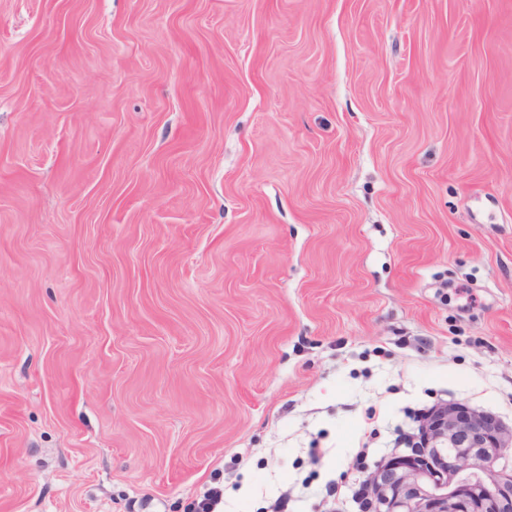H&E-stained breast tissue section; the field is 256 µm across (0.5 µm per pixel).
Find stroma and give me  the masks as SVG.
Returning a JSON list of instances; mask_svg holds the SVG:
<instances>
[{"instance_id": "stroma-1", "label": "stroma", "mask_w": 512, "mask_h": 512, "mask_svg": "<svg viewBox=\"0 0 512 512\" xmlns=\"http://www.w3.org/2000/svg\"><path fill=\"white\" fill-rule=\"evenodd\" d=\"M452 402L512 430V0H0V512H362Z\"/></svg>"}]
</instances>
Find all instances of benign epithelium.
<instances>
[{"instance_id":"1","label":"benign epithelium","mask_w":512,"mask_h":512,"mask_svg":"<svg viewBox=\"0 0 512 512\" xmlns=\"http://www.w3.org/2000/svg\"><path fill=\"white\" fill-rule=\"evenodd\" d=\"M433 467L400 455L366 481L373 512H512V478L496 463L512 447V432L463 403L422 423Z\"/></svg>"}]
</instances>
